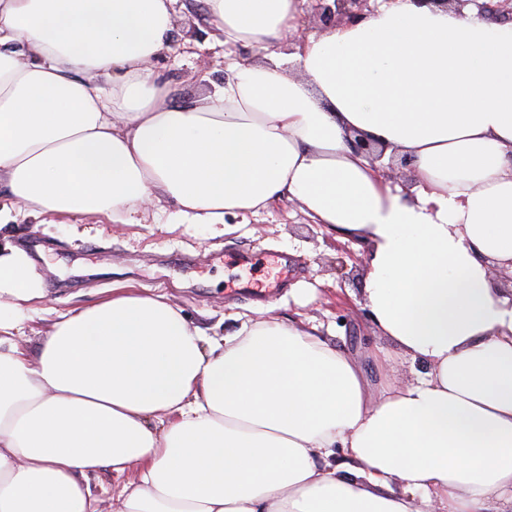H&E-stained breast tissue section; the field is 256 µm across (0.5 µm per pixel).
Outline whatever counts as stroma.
<instances>
[{
  "label": "stroma",
  "instance_id": "obj_1",
  "mask_svg": "<svg viewBox=\"0 0 512 512\" xmlns=\"http://www.w3.org/2000/svg\"><path fill=\"white\" fill-rule=\"evenodd\" d=\"M153 66L181 102L199 99L208 82L223 81V37L205 20L198 0H177L171 50ZM11 214L12 241L35 258L47 292L45 314L16 338L22 349L37 347L54 311L91 304L112 284L128 283L167 297L217 339L250 318L305 320L344 346L371 383L386 377L402 386L424 370L379 336L359 284L337 271L338 258L359 251L358 241L314 223L299 202L229 215L218 225L175 221L166 212L141 224H115L101 216L64 224L52 215L30 216L19 202ZM279 255L295 268L284 283L274 263ZM376 348L387 360V376H380L371 355Z\"/></svg>",
  "mask_w": 512,
  "mask_h": 512
}]
</instances>
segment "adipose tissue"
<instances>
[{
  "label": "adipose tissue",
  "mask_w": 512,
  "mask_h": 512,
  "mask_svg": "<svg viewBox=\"0 0 512 512\" xmlns=\"http://www.w3.org/2000/svg\"><path fill=\"white\" fill-rule=\"evenodd\" d=\"M237 61L192 103L151 63L173 0H0V186L35 214L195 224L301 203L365 242L361 294L424 364L372 388L302 321L208 341L134 286L14 337L46 291L0 244V512H96L86 476L134 473L122 512H490L512 505V22L377 0L275 47L300 0H201ZM411 158L394 184L348 145Z\"/></svg>",
  "instance_id": "1"
}]
</instances>
